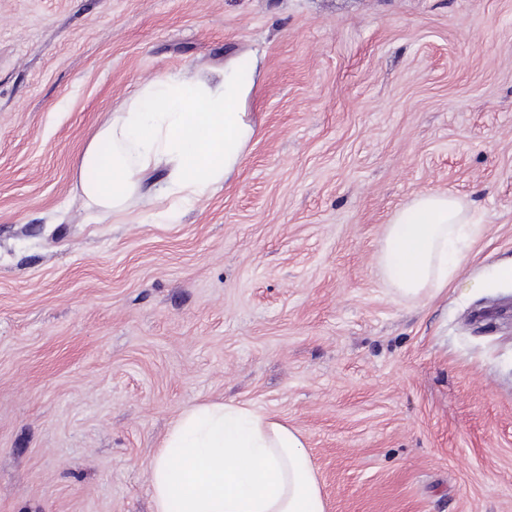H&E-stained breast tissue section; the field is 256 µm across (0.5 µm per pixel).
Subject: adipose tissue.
I'll list each match as a JSON object with an SVG mask.
<instances>
[{"label": "adipose tissue", "mask_w": 512, "mask_h": 512, "mask_svg": "<svg viewBox=\"0 0 512 512\" xmlns=\"http://www.w3.org/2000/svg\"><path fill=\"white\" fill-rule=\"evenodd\" d=\"M250 59L224 64L216 79L160 75L143 83L102 125L84 152L80 189L87 209L108 216L131 199L164 203L177 217L235 171L256 133L244 112L255 71ZM108 152H101V145ZM158 180H148L151 172ZM479 224L463 198L416 195L384 227L378 265L407 298L447 287L464 259L460 243ZM154 512H325L316 471L299 432L241 402L185 409L150 468Z\"/></svg>", "instance_id": "obj_1"}]
</instances>
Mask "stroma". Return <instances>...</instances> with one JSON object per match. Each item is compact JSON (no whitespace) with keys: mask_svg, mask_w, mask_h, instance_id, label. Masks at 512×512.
Wrapping results in <instances>:
<instances>
[{"mask_svg":"<svg viewBox=\"0 0 512 512\" xmlns=\"http://www.w3.org/2000/svg\"><path fill=\"white\" fill-rule=\"evenodd\" d=\"M254 56L237 174L175 221L79 166L159 74ZM481 222L447 288L376 266L416 194ZM512 0H0V512H153L183 410L300 432L326 512H512Z\"/></svg>","mask_w":512,"mask_h":512,"instance_id":"35a3bbf8","label":"stroma"}]
</instances>
